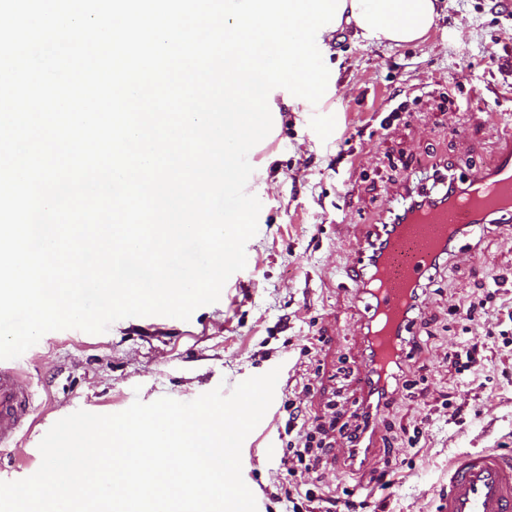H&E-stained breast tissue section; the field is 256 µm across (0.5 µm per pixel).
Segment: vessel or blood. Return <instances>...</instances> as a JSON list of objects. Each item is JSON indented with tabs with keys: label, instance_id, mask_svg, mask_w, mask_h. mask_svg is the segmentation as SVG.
<instances>
[{
	"label": "vessel or blood",
	"instance_id": "obj_1",
	"mask_svg": "<svg viewBox=\"0 0 512 512\" xmlns=\"http://www.w3.org/2000/svg\"><path fill=\"white\" fill-rule=\"evenodd\" d=\"M503 147L496 163L454 182L434 204L407 210L390 234L373 226L353 247L346 277L368 304L363 318L371 353L363 357L353 384L356 413L375 411L376 374L411 359L410 334L416 291L429 279L450 243L485 225L512 239V125L500 124ZM32 383L13 360H0V449L16 446L32 412ZM439 512H512V453L477 450L456 456L448 467V491Z\"/></svg>",
	"mask_w": 512,
	"mask_h": 512
}]
</instances>
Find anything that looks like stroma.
I'll return each mask as SVG.
<instances>
[{
    "mask_svg": "<svg viewBox=\"0 0 512 512\" xmlns=\"http://www.w3.org/2000/svg\"><path fill=\"white\" fill-rule=\"evenodd\" d=\"M335 49L323 104L286 112L279 134L261 142V155L277 159L251 185L262 208L245 269L186 321L128 317L100 334H44L17 359L33 385L35 423L0 453V481L34 474L46 432L77 410L189 402L276 367L282 386L244 441L242 475L257 512H285L279 461L289 402L308 425L331 400L341 421L353 411L352 382L337 373L361 362L365 300L343 283L352 246L371 225L388 223L406 190H430L496 160L495 123L471 103L480 96L512 114V0H440L423 43L365 48L344 32ZM390 103L399 108L393 118ZM475 245L476 261L462 255L441 265L424 293L419 345L381 409L376 452L351 467L339 439L318 470L297 468L298 512H313L306 490L327 497L345 488L366 496L367 512H437L455 455L512 452V240L489 230ZM498 275L506 282L492 298L495 313L463 328L452 307L488 298ZM466 341L484 344L487 359L461 375L449 356ZM312 343L316 352L303 356ZM305 378L313 383L306 395ZM390 458L384 488L375 477Z\"/></svg>",
    "mask_w": 512,
    "mask_h": 512,
    "instance_id": "stroma-1",
    "label": "stroma"
}]
</instances>
